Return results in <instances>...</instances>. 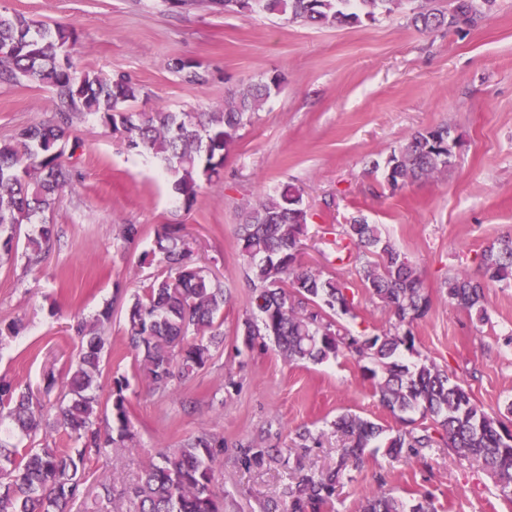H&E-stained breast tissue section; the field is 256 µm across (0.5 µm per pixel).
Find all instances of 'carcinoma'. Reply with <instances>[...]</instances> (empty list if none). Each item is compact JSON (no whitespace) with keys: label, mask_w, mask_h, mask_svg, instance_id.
<instances>
[{"label":"carcinoma","mask_w":512,"mask_h":512,"mask_svg":"<svg viewBox=\"0 0 512 512\" xmlns=\"http://www.w3.org/2000/svg\"><path fill=\"white\" fill-rule=\"evenodd\" d=\"M432 0H258L256 13L281 16L287 23L354 26L374 22L398 10H408L411 24L421 31L473 25L489 15L496 0H448V7H432ZM73 30L37 24L19 14L0 12V82L27 79L50 86L55 93L54 121L31 126L11 139L0 140V258L12 256L19 241L27 267H37L57 241L55 225L21 233L51 210L56 197L74 187L78 172L71 159L80 148L69 143L77 114H93L112 133L123 138L126 150L149 155L172 182L173 191L191 204L199 180L220 175L224 152L238 138L284 77L275 74L243 89L230 88L212 112H172L157 108L134 112L132 105L143 87L124 74L101 75L77 69L68 48ZM457 140L451 127L417 131L389 155L385 181L391 191L431 178L452 165ZM308 212L301 189L284 184L242 208L239 224L240 256L252 285L254 316L242 324L247 344L261 337L273 340L290 363L322 364L346 350L370 360L364 368L381 406L399 418L419 412L438 429L418 434L394 433L384 425L352 412L334 422L342 444L336 466L298 472L281 496L262 506V512H324L331 505L336 484L362 468L366 449L384 448L390 455L409 454L440 443L448 453L483 461L505 496H512V430L499 415L479 406L461 384L432 361L406 364L402 351L414 350V322L431 308L417 267L387 238L378 224L352 219L341 225L347 256L359 261L357 275L364 288L394 317L392 326L375 335L341 332L332 313H347L346 287L298 260ZM162 255L166 272L141 286L126 307L128 343L138 369L159 390L175 376L189 377L203 368L224 344L219 316L229 301L224 282L196 266L184 238L171 232L157 240L149 256ZM512 283V235H504L480 255L477 270L448 275L443 288L448 303L489 321L486 290L491 283ZM112 320L108 305L92 319L73 325L80 347L74 369L60 384L53 371L45 373L43 389L34 392L0 379V409L14 422L21 437L32 441L41 432L45 405L42 397L60 388L52 427L68 435L72 448L37 447L22 450L0 440V512H72L73 505L92 497L96 512H110L115 498L126 502L125 512H224V499L215 491L216 475L224 461V438L201 432L177 448L159 453L138 481L117 487L115 474L103 475L94 492L86 487L91 457L113 448L133 446L135 434L125 395L128 378L112 379L110 409L101 413L98 381L108 346L105 325ZM291 449L249 445L238 451L244 468L261 466ZM360 512H435L428 496L408 503L379 488L367 495Z\"/></svg>","instance_id":"carcinoma-1"}]
</instances>
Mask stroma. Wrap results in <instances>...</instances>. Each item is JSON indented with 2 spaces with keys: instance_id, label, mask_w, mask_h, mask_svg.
<instances>
[{
  "instance_id": "35a3bbf8",
  "label": "stroma",
  "mask_w": 512,
  "mask_h": 512,
  "mask_svg": "<svg viewBox=\"0 0 512 512\" xmlns=\"http://www.w3.org/2000/svg\"><path fill=\"white\" fill-rule=\"evenodd\" d=\"M0 10L75 29L71 55L78 66L125 74L140 84L138 111L157 107L207 112L230 88L274 73L285 76L240 130L219 179L202 182L192 204L176 195L155 164L128 153L119 135L94 116L75 118L71 139L79 178L49 214L60 240L39 271L24 258L0 262V376L40 385L46 369L65 378L77 352L76 317L111 306L112 321L100 379L127 376L126 396L135 448L92 459L88 484L107 473L133 483L157 454L206 431L223 435L219 483L224 512H259L278 497L297 466L321 469L336 459L333 422L352 411L393 430L398 418L373 395L364 360L340 353L324 364H291L273 342L246 346L238 328L252 315L251 288L238 249L239 214L261 194L290 182L308 210L305 266L349 286L352 309L335 319L352 335L388 329L390 315L358 280L355 261L339 262L336 225L362 217L417 266L432 300L413 328L408 362L424 359L463 383L476 402L497 415L512 405V286L488 290L490 320L477 324L449 306V273L475 270L477 256L512 234V0L472 27L422 32L405 12L359 26L310 27L275 15L224 12L210 0H0ZM180 58L201 78L171 70ZM50 87L23 80L0 83V140L54 116ZM451 126L460 144L448 172L394 193L382 166L412 133ZM137 224L139 240L125 241L122 225ZM181 225L200 266L224 281V344L192 376L156 390L139 375L127 342L125 306L156 266H139L164 226ZM17 334H7L9 324ZM309 427L321 445L298 461L244 470L233 462L252 441L285 447ZM407 502L429 495L437 512H512L481 463L452 458L435 445L415 457L377 451L336 488L327 512H356L377 484Z\"/></svg>"
}]
</instances>
